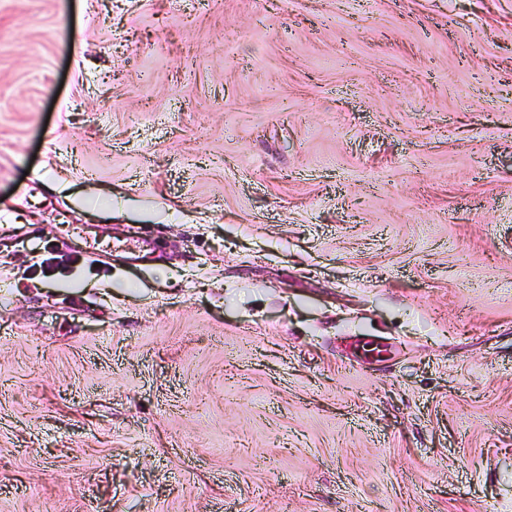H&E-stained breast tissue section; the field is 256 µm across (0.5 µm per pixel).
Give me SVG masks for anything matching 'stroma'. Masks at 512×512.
Returning <instances> with one entry per match:
<instances>
[{
	"instance_id": "obj_1",
	"label": "stroma",
	"mask_w": 512,
	"mask_h": 512,
	"mask_svg": "<svg viewBox=\"0 0 512 512\" xmlns=\"http://www.w3.org/2000/svg\"><path fill=\"white\" fill-rule=\"evenodd\" d=\"M0 512H512V0H0Z\"/></svg>"
}]
</instances>
